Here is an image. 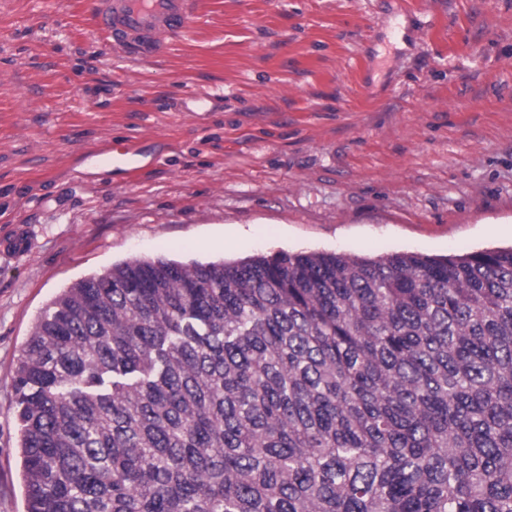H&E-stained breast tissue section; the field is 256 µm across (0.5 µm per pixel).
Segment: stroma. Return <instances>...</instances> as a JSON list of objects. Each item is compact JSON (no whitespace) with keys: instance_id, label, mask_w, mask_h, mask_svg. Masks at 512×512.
Listing matches in <instances>:
<instances>
[{"instance_id":"stroma-1","label":"stroma","mask_w":512,"mask_h":512,"mask_svg":"<svg viewBox=\"0 0 512 512\" xmlns=\"http://www.w3.org/2000/svg\"><path fill=\"white\" fill-rule=\"evenodd\" d=\"M104 2L0 0V512H25L15 367L78 281L512 247V0H201L144 61ZM115 139L134 175L82 163Z\"/></svg>"}]
</instances>
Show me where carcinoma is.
I'll use <instances>...</instances> for the list:
<instances>
[{
	"label": "carcinoma",
	"mask_w": 512,
	"mask_h": 512,
	"mask_svg": "<svg viewBox=\"0 0 512 512\" xmlns=\"http://www.w3.org/2000/svg\"><path fill=\"white\" fill-rule=\"evenodd\" d=\"M13 387L26 512H512V249L124 262Z\"/></svg>",
	"instance_id": "cac0c4a2"
}]
</instances>
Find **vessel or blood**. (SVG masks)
<instances>
[{
  "label": "vessel or blood",
  "mask_w": 512,
  "mask_h": 512,
  "mask_svg": "<svg viewBox=\"0 0 512 512\" xmlns=\"http://www.w3.org/2000/svg\"><path fill=\"white\" fill-rule=\"evenodd\" d=\"M199 6V0H106L97 25L126 57L146 60L156 55L164 39L190 26ZM93 161L126 171L137 159L126 141L116 140Z\"/></svg>",
  "instance_id": "obj_1"
}]
</instances>
